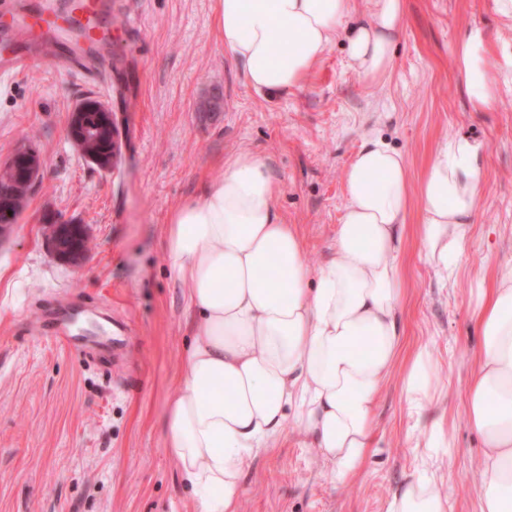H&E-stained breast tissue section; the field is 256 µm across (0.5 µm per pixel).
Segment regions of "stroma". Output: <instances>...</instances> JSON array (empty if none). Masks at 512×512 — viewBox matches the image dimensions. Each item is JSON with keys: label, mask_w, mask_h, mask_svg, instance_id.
Here are the masks:
<instances>
[{"label": "stroma", "mask_w": 512, "mask_h": 512, "mask_svg": "<svg viewBox=\"0 0 512 512\" xmlns=\"http://www.w3.org/2000/svg\"><path fill=\"white\" fill-rule=\"evenodd\" d=\"M126 2L112 34L123 75L111 84L43 65L0 78V163L27 145L45 161L0 244V512H198L163 449L162 414L179 391L193 323L188 289L164 248L167 216L219 179L224 160L259 154L279 184L282 221L297 225L307 264L319 268L334 255L345 170L369 137L403 153L414 184L450 142L466 139L478 151L484 191L455 279L442 282L422 253L419 202L406 217L404 350L425 345L438 357L452 446L442 460L421 458L395 377L377 409L380 442L352 484L331 483L289 421L254 461L240 512H385L397 486L422 469L447 478L454 512H476L482 448L463 420L477 345L468 295L476 278L512 270V69L504 65L512 21L494 12L493 0H404L380 81L360 77L339 39L301 87L265 97L219 43L214 0ZM476 25L489 33L497 93L483 111L455 60ZM216 90L221 111H202ZM88 97L115 115L122 156L109 171L67 136L70 112ZM58 218L89 228L80 267L48 249L44 228ZM70 304L127 323L122 364L40 335L38 316Z\"/></svg>", "instance_id": "1"}]
</instances>
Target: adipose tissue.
I'll return each mask as SVG.
<instances>
[{
	"label": "adipose tissue",
	"instance_id": "1",
	"mask_svg": "<svg viewBox=\"0 0 512 512\" xmlns=\"http://www.w3.org/2000/svg\"><path fill=\"white\" fill-rule=\"evenodd\" d=\"M353 0H215L219 42L250 86L273 95L298 88L348 24L352 67L375 81L389 70L401 0H376L369 20L349 23ZM487 35L473 28L456 59L476 109L489 108ZM346 204L335 255L304 260L295 225L276 208L267 161L241 152L199 198L168 215L165 247L189 287L196 327L180 393L164 409L163 449L200 512H239L253 460L294 421L329 480L354 482L375 446L385 384L400 373L408 414L441 399L427 347L402 358L398 312L406 293L404 219L411 205L402 154L368 139L345 172ZM482 191L475 147L460 139L436 152L419 185L425 257L441 280L460 269L466 231ZM478 362L464 421L480 436L478 512H512V272L478 283L470 298ZM385 512H451L443 478L415 474Z\"/></svg>",
	"mask_w": 512,
	"mask_h": 512
}]
</instances>
